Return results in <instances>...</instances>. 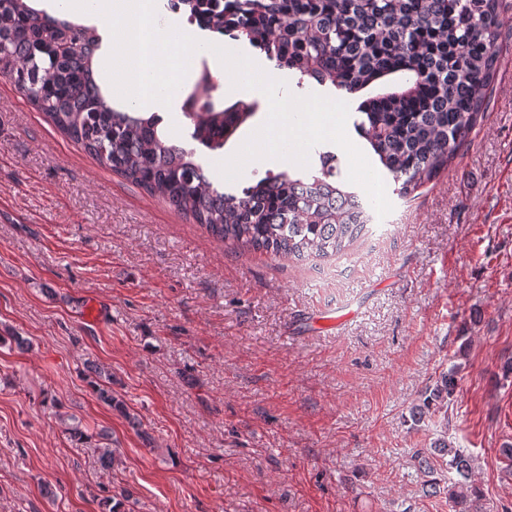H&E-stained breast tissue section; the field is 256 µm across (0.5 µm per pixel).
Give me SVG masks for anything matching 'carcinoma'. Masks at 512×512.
<instances>
[{
  "mask_svg": "<svg viewBox=\"0 0 512 512\" xmlns=\"http://www.w3.org/2000/svg\"><path fill=\"white\" fill-rule=\"evenodd\" d=\"M206 27L239 32L278 65L350 94L367 91L355 129L407 197L447 169L483 112L494 80L501 0H177ZM101 47L95 30L29 5L0 0V75L8 78L65 136L131 183L165 199L211 235L237 248L301 260L344 253L366 230L356 192L338 173H268L241 194L214 187L195 150L162 134L153 112L118 111L95 78ZM205 74L184 103L191 138L224 146L253 114L252 106L190 112L211 103ZM461 365L441 372L409 412L412 425L440 428L414 456L427 497L449 512H493L473 479L476 459L448 440V402ZM74 440L86 435L74 417L57 414ZM126 487L103 498L124 512Z\"/></svg>",
  "mask_w": 512,
  "mask_h": 512,
  "instance_id": "cac0c4a2",
  "label": "carcinoma"
}]
</instances>
